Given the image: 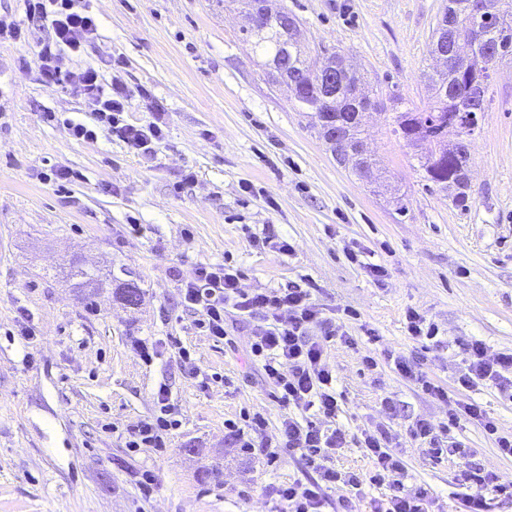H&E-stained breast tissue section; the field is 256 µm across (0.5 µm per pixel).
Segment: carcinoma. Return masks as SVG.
I'll return each mask as SVG.
<instances>
[{
    "mask_svg": "<svg viewBox=\"0 0 512 512\" xmlns=\"http://www.w3.org/2000/svg\"><path fill=\"white\" fill-rule=\"evenodd\" d=\"M452 7L443 9L436 27L433 29L430 42V53L436 54L444 37L445 20L453 14L454 22L459 29H469L475 24V18L466 8L467 0H450ZM498 9L489 19L481 22L485 38L489 42L500 45L498 61L512 58V0H496ZM288 10L275 9L272 13L263 14L258 24L246 31V37L254 39V48L264 54L268 61L276 62V75L283 80L297 79L300 81L299 98L294 100L301 112L318 111L320 100V78L315 71L306 66L305 56L309 46L295 41L293 53L284 54L280 48ZM494 65L484 60L482 49L474 50L469 64L464 70L436 69L424 73L425 84L431 93V105L425 110L407 107L399 112L393 133L404 140L407 145L417 148L423 143L433 146L426 155H416L426 181L444 194L452 193V201L457 206L467 201L464 180L465 171L469 167V140L479 128V120L488 108L487 94L491 72ZM361 83L360 76L349 72L339 81L336 93L345 101V109L350 113L362 112L364 107L352 97V90ZM454 120V128L458 140L448 143V121ZM69 278L74 286L86 288V299L90 300L99 294L103 285L114 286L113 296L121 300L125 294L140 289L132 282L112 283V278L104 280L85 268V263L73 259L69 263Z\"/></svg>",
    "mask_w": 512,
    "mask_h": 512,
    "instance_id": "obj_1",
    "label": "carcinoma"
}]
</instances>
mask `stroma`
Masks as SVG:
<instances>
[{"instance_id": "obj_1", "label": "stroma", "mask_w": 512, "mask_h": 512, "mask_svg": "<svg viewBox=\"0 0 512 512\" xmlns=\"http://www.w3.org/2000/svg\"><path fill=\"white\" fill-rule=\"evenodd\" d=\"M274 5L298 19L306 42L337 47L364 75L379 104L367 147L403 209L337 164L266 57L243 40L249 21L237 0H92L98 36L75 65L99 69L107 83L120 77L132 95L129 123L162 121L166 138L151 162L116 139L68 137L64 118L94 123V107L43 84L36 56L48 24L25 0H0V19L22 31L0 41V512H269V488L308 477L287 449L270 461L225 433L226 420L258 413L266 427L254 444H278L282 415L250 355L262 315H227L217 342L182 301L198 267L225 262L246 290L314 284L326 317L352 336L330 342L325 359L336 376V425L350 437L332 466L368 473L359 438L383 424L407 485L428 489L438 512H465L458 458H431L409 434L424 418L512 480V458L480 425L449 424L451 402L432 400L380 357L373 369L362 362L390 349L452 387L470 340L512 353V61L494 70L471 139L469 198L458 207L426 185L413 149L393 135L388 99L394 89L407 106L429 105L423 75L444 0ZM61 168L69 179H55ZM271 230L292 252L267 242ZM72 258L136 282L141 304L126 307L106 291L87 303L67 282ZM370 263L385 268L382 280ZM347 306L359 319L342 318ZM411 309L436 326L437 342L409 336ZM139 341L152 345L150 358ZM161 388L178 427L163 451L128 447L132 429L158 413ZM453 397L475 399L512 434L511 395L483 385ZM208 465L214 476L201 480Z\"/></svg>"}]
</instances>
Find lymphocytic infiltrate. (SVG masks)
<instances>
[{"label": "lymphocytic infiltrate", "instance_id": "lymphocytic-infiltrate-1", "mask_svg": "<svg viewBox=\"0 0 512 512\" xmlns=\"http://www.w3.org/2000/svg\"><path fill=\"white\" fill-rule=\"evenodd\" d=\"M29 10L32 15L49 21L53 30L52 38L42 43L37 53L43 82L49 87L68 85L97 105L96 125L67 120L71 138L94 141L99 133L105 132L141 155H155L164 138L163 128L156 122L133 125L124 119L131 98L128 88L118 81L104 85L96 69L76 70L70 65L71 56L80 50L82 41L94 39L98 32V20L88 0H31ZM182 298L187 306L200 310L201 328L216 339L225 335L226 314L233 312L242 318L262 314L263 324L252 330L251 353L263 360L280 405L313 408L324 418H335L336 378L324 359L327 341L339 329L325 317L311 289L291 282L283 288L248 292L240 288L237 272L222 264H211L196 269L182 288ZM315 328L322 329L323 339L311 338L310 332ZM465 355V367L454 380L456 389L470 390L479 383L489 382L501 391H512V353L488 356L482 341L475 339L467 344ZM157 402L159 415L140 425L131 447H164V431L176 425L166 389H159ZM281 435L284 447L299 454L312 475L306 481L277 487L275 512H323L329 489L343 486L358 491L367 482L390 490L386 499L372 501L370 512H428L427 490L406 488L405 463L390 450L384 429L362 435L361 444L373 461V471L366 479L328 463L331 453L347 445L342 430L327 431L314 421L302 422L286 416L281 421ZM462 477L470 489L466 496L468 512H488L483 494L487 488L512 499L511 481H502L497 474L477 468L472 462H465Z\"/></svg>", "mask_w": 512, "mask_h": 512}]
</instances>
